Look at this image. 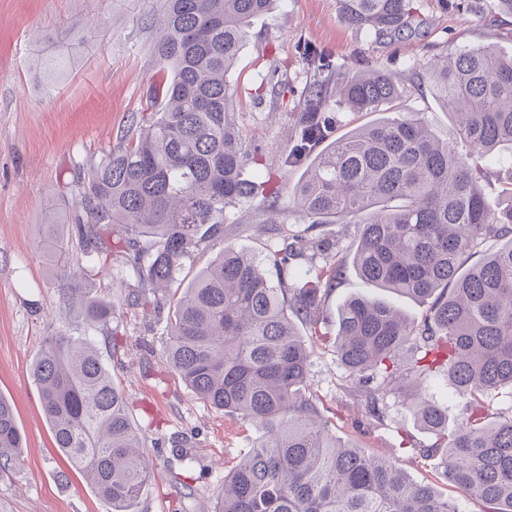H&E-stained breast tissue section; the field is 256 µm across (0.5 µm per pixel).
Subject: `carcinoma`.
I'll return each mask as SVG.
<instances>
[{
	"mask_svg": "<svg viewBox=\"0 0 512 512\" xmlns=\"http://www.w3.org/2000/svg\"><path fill=\"white\" fill-rule=\"evenodd\" d=\"M151 54L170 78L150 89L147 108L102 153L88 178L76 177L79 206L40 225L43 257L65 251L59 228L77 224L84 258L124 243L138 278L121 305L148 312L150 294L177 281L184 260L218 249L174 299L166 329L168 365L198 398L261 432L258 444L224 474L215 512H459L426 483L389 460L336 439L308 384L313 348L297 324L322 335L323 310L344 269L377 288L431 301L415 322L386 303L357 297L337 312L336 356L344 391L375 423L387 398L412 413L440 442L412 448L442 453L448 482L512 512V410L487 421L485 396L512 388V167L508 175L469 166L458 150L493 158L512 146V56L470 47L428 66L440 102L459 118V141L442 140L416 112L397 106L412 87L383 70L338 74L306 89L284 167H303L293 204L314 224H356L357 243L341 254L316 237L281 233L271 254L272 284L249 252L224 244V209L258 202L263 223L286 217L272 179L244 177L259 160L245 144L228 76L252 21L276 0H157ZM349 26L397 39L423 24L413 0H336ZM97 19L76 35L49 27L35 39L36 68L62 77L73 54L95 37ZM335 81H330V77ZM340 102L370 115L394 112L330 139L329 83ZM498 182L497 198L482 183ZM309 263L291 278L295 261ZM83 294V319L112 323L117 305ZM445 374L464 400L448 432V412L418 399L417 384ZM55 448L89 477L112 512H133L150 479L147 447L121 387L88 342L46 337L31 368ZM23 436L13 406L0 396V474L20 464Z\"/></svg>",
	"mask_w": 512,
	"mask_h": 512,
	"instance_id": "1",
	"label": "carcinoma"
}]
</instances>
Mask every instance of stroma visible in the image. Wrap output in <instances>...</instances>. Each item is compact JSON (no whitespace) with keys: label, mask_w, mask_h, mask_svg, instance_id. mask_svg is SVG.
<instances>
[{"label":"stroma","mask_w":512,"mask_h":512,"mask_svg":"<svg viewBox=\"0 0 512 512\" xmlns=\"http://www.w3.org/2000/svg\"><path fill=\"white\" fill-rule=\"evenodd\" d=\"M156 0H0V396L10 400L25 438L22 461L10 479L0 481V512H109L85 476L72 470L53 446L31 366L45 337L63 331L86 340L99 352L123 389L133 418L148 437L151 478L137 512H213L224 484V470L252 448L256 429L217 411L165 365L164 332L172 315L170 293H160L157 310L124 309L104 329L87 326L80 303L65 300L66 272L76 273L92 295L112 299L137 281L119 247L91 267L79 268L73 225L63 227L69 252L64 268L42 258L40 226L51 209L72 208L79 199L72 185L102 153L116 145L131 113L140 111L149 88L165 72L150 52L151 31L143 14ZM424 20L416 38L381 40L357 32L340 17L336 0H278L271 14L256 19L230 74L237 92L236 112L243 138L259 147L262 162L248 165L247 178L281 171L287 186L303 175L282 168L291 133L315 79L304 52H325L333 72L382 69L414 86L405 111L421 113L441 137L457 135L455 117L435 100L426 76L437 55L477 44L495 45L512 55V14L496 0H481V11L467 0H416ZM100 17L107 25L94 45L78 53L66 75L49 83L37 74L35 32L46 26L80 29ZM287 83L280 106L256 95L264 82ZM224 242L255 254L269 280L278 269L269 258L272 234L258 231L253 206L228 207ZM382 299L406 317L422 319L426 303L374 288L346 272L327 305L328 320L350 297ZM344 370L333 341L315 344L309 384L317 407L338 439L366 453L395 455L415 482L430 483L459 512H486V504L448 482L438 458L398 453L404 435L420 445L433 443L411 413L390 401L384 424L375 425L342 389Z\"/></svg>","instance_id":"35a3bbf8"}]
</instances>
